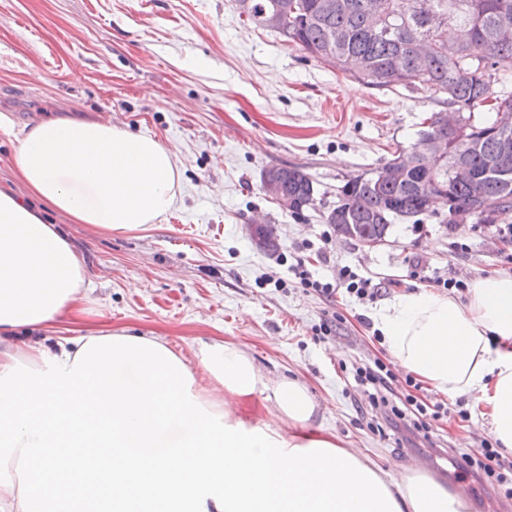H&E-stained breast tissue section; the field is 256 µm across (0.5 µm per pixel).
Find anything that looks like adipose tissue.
Wrapping results in <instances>:
<instances>
[{
	"label": "adipose tissue",
	"instance_id": "1",
	"mask_svg": "<svg viewBox=\"0 0 512 512\" xmlns=\"http://www.w3.org/2000/svg\"><path fill=\"white\" fill-rule=\"evenodd\" d=\"M27 196L0 190V512H466L421 472L383 470L326 432L297 378L272 376L231 341L192 358L151 334L39 340L86 296L71 243L38 204L108 233L144 231L182 190L173 152L109 122L57 118L18 141ZM459 300L419 287L375 309L395 363L467 397L512 453V274L472 279ZM255 394L267 416L235 404Z\"/></svg>",
	"mask_w": 512,
	"mask_h": 512
}]
</instances>
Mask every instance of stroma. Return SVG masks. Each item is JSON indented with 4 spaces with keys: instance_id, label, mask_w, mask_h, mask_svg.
Listing matches in <instances>:
<instances>
[{
    "instance_id": "stroma-1",
    "label": "stroma",
    "mask_w": 512,
    "mask_h": 512,
    "mask_svg": "<svg viewBox=\"0 0 512 512\" xmlns=\"http://www.w3.org/2000/svg\"><path fill=\"white\" fill-rule=\"evenodd\" d=\"M448 109L416 86L377 90L343 77L240 17L234 0H0V188L23 193L17 140L58 117L153 135L182 173L176 208L145 232L109 235L51 214L91 283L83 314L65 328L150 332L182 350L235 342L263 370L301 380L324 429L381 468L416 465L464 488L467 512H512V499L456 462L488 435L476 416L460 418L466 398L411 444L391 428L373 431L382 416L354 379L356 367L390 359L369 313L417 286L412 262L466 282L512 273V240L494 233L503 219L459 227L436 204L369 248L340 240L323 218L349 178L409 147L424 118ZM283 165L313 180L314 207L294 215L262 191V171ZM258 217L279 225L276 252L251 241L246 227ZM299 258L320 280L350 267L379 284V296L326 299L298 283ZM329 313L340 320L324 338Z\"/></svg>"
}]
</instances>
